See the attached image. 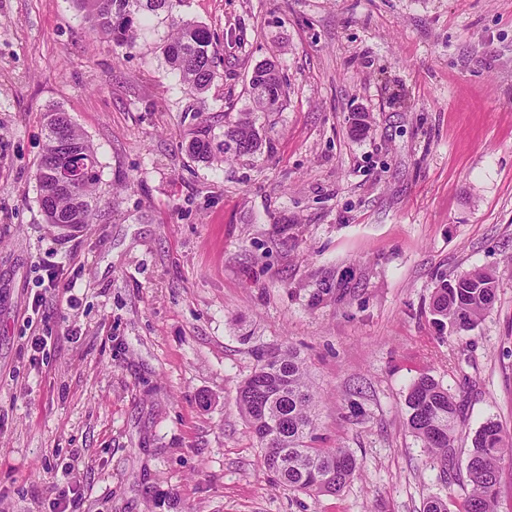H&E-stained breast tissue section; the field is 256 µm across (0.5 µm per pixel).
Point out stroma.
<instances>
[{"label":"stroma","instance_id":"obj_1","mask_svg":"<svg viewBox=\"0 0 512 512\" xmlns=\"http://www.w3.org/2000/svg\"><path fill=\"white\" fill-rule=\"evenodd\" d=\"M217 45L194 97L154 22L99 39L71 0H0V512H422L456 505L412 435L429 375L462 405L459 456L512 432V0H184ZM287 84L277 112L254 67ZM93 144L94 224L39 205L45 115ZM246 117L254 154L204 163L195 130ZM502 278L472 330L440 329V275ZM72 290L61 293V284ZM48 337L45 349L32 338ZM295 348L314 447L358 462L288 489L237 404L256 349ZM78 468L79 484L67 473ZM249 92L256 107L263 112H277L285 97L283 82L275 64L261 62L253 69L249 79Z\"/></svg>","mask_w":512,"mask_h":512}]
</instances>
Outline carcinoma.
I'll return each instance as SVG.
<instances>
[{"instance_id":"carcinoma-1","label":"carcinoma","mask_w":512,"mask_h":512,"mask_svg":"<svg viewBox=\"0 0 512 512\" xmlns=\"http://www.w3.org/2000/svg\"><path fill=\"white\" fill-rule=\"evenodd\" d=\"M97 36L133 48L153 16H161L171 34L164 46L166 63L180 81L198 94L208 90L216 72V50L208 29L185 20L179 13L182 0H72ZM254 103L264 112H277L285 97L275 64L261 62L249 79ZM261 145L255 126L246 118L224 126L223 137L211 129L187 145L189 155L201 162L224 161L227 155H251ZM42 161L36 166L39 203L48 224L81 229L93 223L97 207V159L93 144L72 122L68 113L53 109L46 115ZM54 166L82 164L81 181L58 187ZM501 282L495 272L474 269L452 280H438L430 313L435 323L462 332L474 327L495 305ZM257 364L242 382L238 405L252 434L264 451L266 467L282 484L295 491L341 492L355 477L358 463L344 448L322 450L309 446L314 439L316 394L299 353L292 348L256 352ZM407 421L411 433L441 465L442 473L459 466L455 448L460 406L432 377L423 375L410 386ZM512 459V436L499 423L486 422L472 438L466 460L470 491L460 512H497L496 502L502 464Z\"/></svg>"}]
</instances>
